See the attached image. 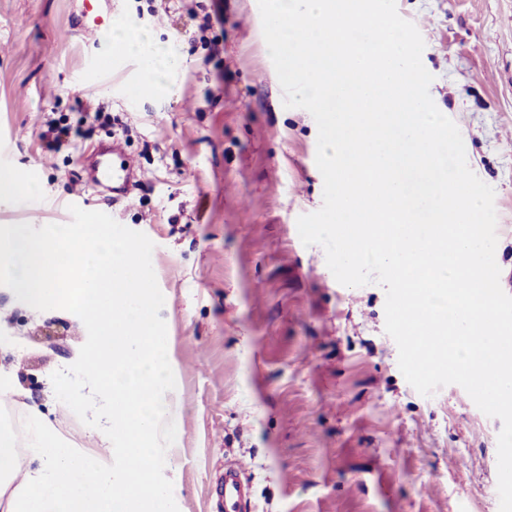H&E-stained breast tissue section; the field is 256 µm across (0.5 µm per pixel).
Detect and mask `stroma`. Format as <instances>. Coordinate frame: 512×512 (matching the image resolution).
<instances>
[{
    "label": "stroma",
    "instance_id": "obj_1",
    "mask_svg": "<svg viewBox=\"0 0 512 512\" xmlns=\"http://www.w3.org/2000/svg\"><path fill=\"white\" fill-rule=\"evenodd\" d=\"M425 42L437 108L465 130L469 168L495 190L502 289L512 295V0H396ZM0 0V172L34 185L31 209L0 201V224L70 222L69 205L145 233L165 303L167 392L179 512H224L225 466L250 486L247 512H499L502 423L451 384L420 395L385 331V290L339 284L300 215L323 203L317 125L283 105L257 0ZM212 23L198 34V17ZM134 25L181 59L164 90L114 55ZM111 120L84 148L121 142L139 188L85 191L79 156L41 135ZM0 407L38 412L77 450L112 459L105 434L57 400L51 374L87 338L75 314L38 311L0 286Z\"/></svg>",
    "mask_w": 512,
    "mask_h": 512
}]
</instances>
